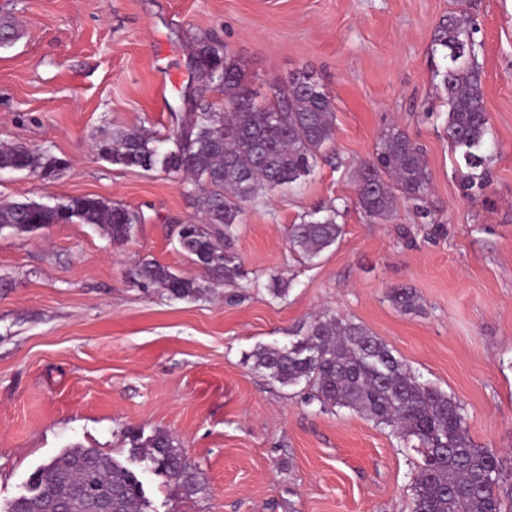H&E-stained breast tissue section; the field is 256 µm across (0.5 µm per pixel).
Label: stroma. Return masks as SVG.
<instances>
[{
  "label": "stroma",
  "instance_id": "35a3bbf8",
  "mask_svg": "<svg viewBox=\"0 0 512 512\" xmlns=\"http://www.w3.org/2000/svg\"><path fill=\"white\" fill-rule=\"evenodd\" d=\"M478 23L490 115L483 188L444 129L436 28ZM17 35L0 45V145L45 147L52 180L0 173V204L92 195L138 210L115 244L92 224L0 232V505L73 446L129 458L126 432L172 435L197 472L184 498L145 463L133 470L154 512H412L415 453L389 430L307 404L249 355L321 313L368 327L423 380L459 401L470 438L512 461V0H0ZM211 34L258 99L307 71L336 110L332 143L291 190L246 203L233 247L237 285L178 300L131 272L155 260L186 276L173 224L201 219L166 174L101 160L96 137L169 135L191 82V47ZM426 153L424 206L399 199L367 219L356 172L381 134ZM338 209L342 234L314 260L288 227ZM280 278L285 296L267 285ZM410 288L418 311L396 308Z\"/></svg>",
  "mask_w": 512,
  "mask_h": 512
}]
</instances>
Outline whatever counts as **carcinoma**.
Instances as JSON below:
<instances>
[{
	"label": "carcinoma",
	"mask_w": 512,
	"mask_h": 512,
	"mask_svg": "<svg viewBox=\"0 0 512 512\" xmlns=\"http://www.w3.org/2000/svg\"><path fill=\"white\" fill-rule=\"evenodd\" d=\"M476 24L470 15H448L437 27L434 46L447 50L441 83L448 110L445 129L466 165H485L482 154L489 132L477 61ZM195 97L191 111L178 117L169 138L173 147L145 128L116 130L95 142L98 157L146 171L177 177L184 194L200 207L205 223L175 225L181 251L218 286L240 276L241 258L232 248L244 203L264 189L297 184L308 175L320 150L331 141L335 108L331 97L302 71L272 87V98L256 102L246 73L214 38L195 42ZM216 91L219 106L204 99ZM65 167L48 150L16 143L0 148V171L27 172L54 179ZM430 184L423 147L391 128L380 137L374 160L359 170L358 203L370 219L395 212L397 198L424 201ZM140 214L93 196L72 197L53 205L35 200L0 205V232L34 233L53 224H94L115 243L131 238ZM341 225L336 214L293 224L289 247L311 260L336 244ZM144 288H162L180 300L200 295L194 278L171 271L155 260L136 269ZM392 302L404 311L419 308L417 294L396 288ZM254 366L284 387L304 385L308 403L322 411L346 408L387 428L419 455L411 484L413 512H512V468L492 449L475 444L467 415L455 398L422 382L411 367L365 325L335 315L313 319L304 334L282 346H259ZM129 458L148 461L186 497L198 488L197 473L164 431L148 437L129 435ZM36 494L12 500L5 512H48L51 505L82 492L72 512H91L112 497V512H145L143 484L123 462L97 448L76 446L37 470Z\"/></svg>",
	"instance_id": "obj_1"
}]
</instances>
